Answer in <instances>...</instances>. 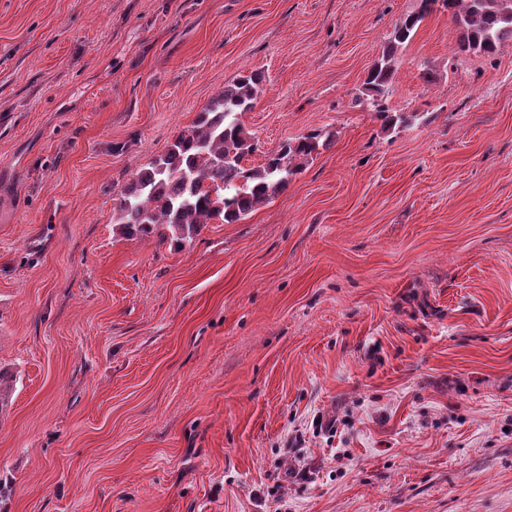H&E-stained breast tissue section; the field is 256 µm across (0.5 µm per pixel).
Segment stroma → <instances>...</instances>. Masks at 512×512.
<instances>
[{
    "label": "stroma",
    "instance_id": "35a3bbf8",
    "mask_svg": "<svg viewBox=\"0 0 512 512\" xmlns=\"http://www.w3.org/2000/svg\"><path fill=\"white\" fill-rule=\"evenodd\" d=\"M419 0H0V512H512V39ZM332 143L188 244L114 198L225 83ZM419 1L418 10L394 26L386 47L367 74L361 93L354 98L356 106L366 104L388 129L409 121L408 116L393 112L387 103L386 93L395 74L396 52L414 37L423 19L436 6L448 10L461 31L454 48L457 55L478 52L493 56L505 41L512 39V0Z\"/></svg>",
    "mask_w": 512,
    "mask_h": 512
}]
</instances>
